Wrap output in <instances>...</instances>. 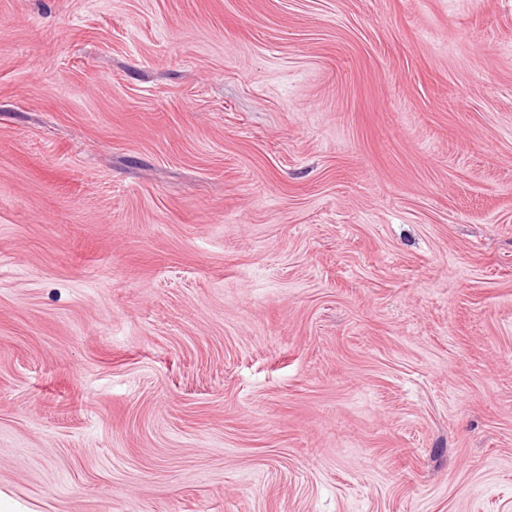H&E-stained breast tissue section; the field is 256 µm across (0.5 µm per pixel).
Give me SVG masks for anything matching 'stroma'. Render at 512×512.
I'll list each match as a JSON object with an SVG mask.
<instances>
[{"mask_svg":"<svg viewBox=\"0 0 512 512\" xmlns=\"http://www.w3.org/2000/svg\"><path fill=\"white\" fill-rule=\"evenodd\" d=\"M0 496L512 512V0H0Z\"/></svg>","mask_w":512,"mask_h":512,"instance_id":"1","label":"stroma"}]
</instances>
